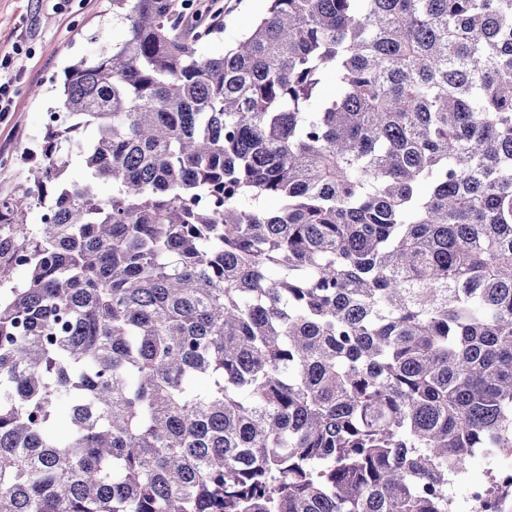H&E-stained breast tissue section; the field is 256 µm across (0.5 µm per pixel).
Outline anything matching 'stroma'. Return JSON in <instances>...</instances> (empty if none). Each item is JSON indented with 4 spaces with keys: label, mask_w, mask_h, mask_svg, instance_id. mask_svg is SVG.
Wrapping results in <instances>:
<instances>
[{
    "label": "stroma",
    "mask_w": 512,
    "mask_h": 512,
    "mask_svg": "<svg viewBox=\"0 0 512 512\" xmlns=\"http://www.w3.org/2000/svg\"><path fill=\"white\" fill-rule=\"evenodd\" d=\"M224 26L201 43V54L223 55L258 19L269 0H221ZM128 25L112 14V0H0V57L16 55L21 76L15 103L0 113V194L32 185L42 164L41 145L51 113L61 112L59 93L66 68L111 52ZM503 459L470 458L465 477L448 488L456 512H472V483Z\"/></svg>",
    "instance_id": "stroma-1"
}]
</instances>
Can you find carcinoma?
<instances>
[{"label":"carcinoma","instance_id":"carcinoma-1","mask_svg":"<svg viewBox=\"0 0 512 512\" xmlns=\"http://www.w3.org/2000/svg\"><path fill=\"white\" fill-rule=\"evenodd\" d=\"M216 2L112 0L0 195L46 209L0 234V512H455L512 456V0H271L207 57ZM511 460H503L500 458L489 459L481 454L471 457L468 465V472L465 477L455 480L449 487L448 491L455 501L457 512H471L473 509V501L470 497V486L472 483L481 481L484 473L492 467L511 466Z\"/></svg>","mask_w":512,"mask_h":512}]
</instances>
